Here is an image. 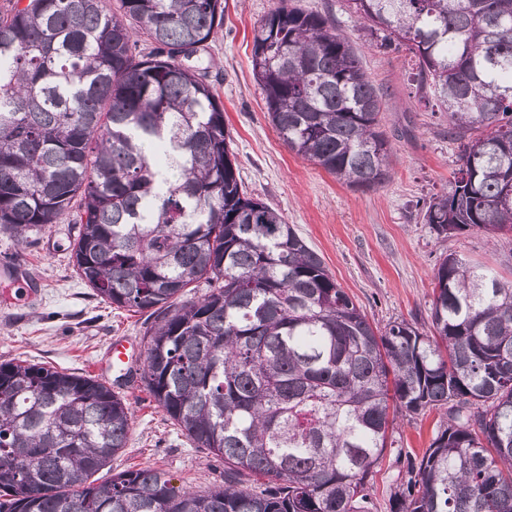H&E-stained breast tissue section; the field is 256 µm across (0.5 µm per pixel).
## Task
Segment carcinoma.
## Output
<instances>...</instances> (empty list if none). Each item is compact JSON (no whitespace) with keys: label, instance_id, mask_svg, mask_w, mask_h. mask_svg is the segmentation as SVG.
Wrapping results in <instances>:
<instances>
[{"label":"carcinoma","instance_id":"cac0c4a2","mask_svg":"<svg viewBox=\"0 0 512 512\" xmlns=\"http://www.w3.org/2000/svg\"><path fill=\"white\" fill-rule=\"evenodd\" d=\"M403 51L419 104L448 116L459 168L421 207L442 238L512 234V0H347ZM224 0H7L0 8V233L51 224L102 300L153 318L141 382L224 485L156 468L91 478L133 413L98 380L0 364V512H512V283L453 253L429 329H379L283 215L243 189L199 65ZM154 44L135 53L138 39ZM252 71L289 150L339 183L390 179L387 103L328 18L287 0L254 29ZM197 288L196 299L185 296ZM436 412L421 457L397 420ZM389 458H386V464L377 476V493L374 498V512H390L389 494L390 490L388 485L391 484L393 475L395 474V465L388 466Z\"/></svg>","mask_w":512,"mask_h":512}]
</instances>
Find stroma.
Wrapping results in <instances>:
<instances>
[{"label":"stroma","mask_w":512,"mask_h":512,"mask_svg":"<svg viewBox=\"0 0 512 512\" xmlns=\"http://www.w3.org/2000/svg\"><path fill=\"white\" fill-rule=\"evenodd\" d=\"M295 2L333 21L386 92L383 124L391 179L377 189L355 190L288 150L270 122L251 69L254 27L276 0H227L224 27L210 41L205 63L207 80L224 104L237 173L248 192L285 216L374 325L397 318L427 324L434 272L450 253L512 281L511 235L440 239L417 214L418 203L448 189L460 164L459 148L448 138L446 116L426 111L411 94L403 54L365 43L344 0ZM71 236L66 223L31 234L23 244L0 236V250L22 272L31 293L20 304L0 303V364L23 359L118 388L134 410L133 429L110 468L97 473L98 482L124 470L153 467L177 487L204 491L222 485L223 461L178 436L139 382H119V370L106 368L107 351L116 341L127 344L134 367L143 366L147 316L96 296L74 270Z\"/></svg>","instance_id":"35a3bbf8"}]
</instances>
